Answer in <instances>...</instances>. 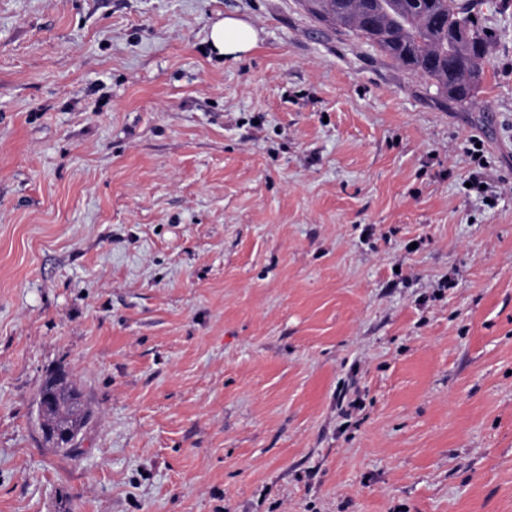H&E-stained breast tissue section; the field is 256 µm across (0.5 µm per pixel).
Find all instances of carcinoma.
<instances>
[{"mask_svg": "<svg viewBox=\"0 0 512 512\" xmlns=\"http://www.w3.org/2000/svg\"><path fill=\"white\" fill-rule=\"evenodd\" d=\"M320 21L361 36L384 56L420 73L448 103L473 102L482 77L489 39L474 19L475 0H303ZM44 427L67 426L79 433L86 416L68 393L63 375L50 378Z\"/></svg>", "mask_w": 512, "mask_h": 512, "instance_id": "cac0c4a2", "label": "carcinoma"}]
</instances>
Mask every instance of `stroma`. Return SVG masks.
<instances>
[{"label": "stroma", "instance_id": "obj_1", "mask_svg": "<svg viewBox=\"0 0 512 512\" xmlns=\"http://www.w3.org/2000/svg\"><path fill=\"white\" fill-rule=\"evenodd\" d=\"M476 20L456 109L299 0H0V512H512V0ZM211 47L224 59L238 60L258 42V32L249 22L227 16L215 21L209 31ZM51 389L55 393V398L53 403H48L45 406L44 427L54 428L58 426H68L76 435H78L86 416V412L83 406L81 408H75L70 403L68 396L70 391L78 392L77 389L64 375L51 377L45 383L40 395Z\"/></svg>", "mask_w": 512, "mask_h": 512}]
</instances>
